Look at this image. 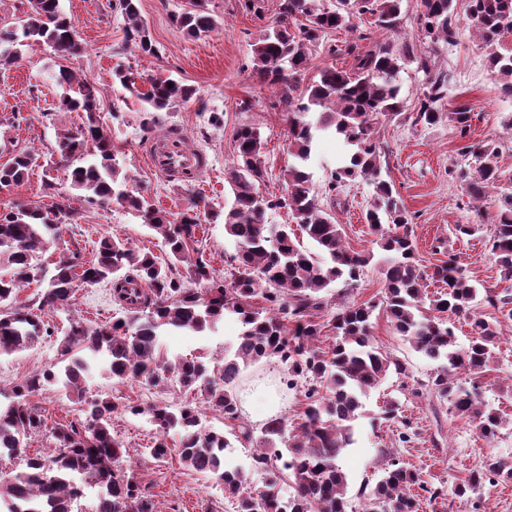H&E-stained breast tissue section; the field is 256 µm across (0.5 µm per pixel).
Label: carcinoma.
<instances>
[{
    "mask_svg": "<svg viewBox=\"0 0 512 512\" xmlns=\"http://www.w3.org/2000/svg\"><path fill=\"white\" fill-rule=\"evenodd\" d=\"M140 0H118L115 8L126 22L125 41L142 55L158 53L139 9ZM468 25L480 40L488 68L502 94L512 96V53L500 51L501 39L512 32V0H462ZM370 14L375 24L390 32L388 39L363 51L359 42L344 46L332 34L353 29L356 16ZM401 0H345L325 7L318 0H278L277 16L251 44L252 76L273 90L288 123V155L284 169L285 193L267 197L259 192L267 171L265 142L257 128L241 125L233 133L236 164L229 172L233 193L224 210V233L236 252L237 274L229 281L216 273L198 246L199 215L209 201L193 196L176 214L156 207L129 187L112 137L96 124L98 88L71 69L60 67L56 84L61 89L56 109L85 112L88 120L76 131L57 136L54 153L72 187L86 192L85 201L103 207L112 203L153 230L164 245L161 257L139 253L118 238L101 239L93 258L80 250L53 259L47 287L37 308L54 311L72 297L77 283L112 285L115 303L125 316L95 328L76 320L59 344L66 362L57 373L49 368L27 376L11 388L10 402L0 407V456L22 457L24 470L0 482V508L4 512H74L73 504L89 484L98 489L94 512H158L152 495L123 461L129 448L113 431L112 414L118 409L132 415L148 414L154 426L149 455L161 462L172 448L188 470L214 479L234 512H355L346 496L347 476L338 464L354 443L353 422L365 407L364 399L390 374L406 377L407 366L383 351L372 336L375 311H382L393 332L421 355L435 362L425 394L448 405L451 415L466 418L486 440L492 441L505 426L498 410L483 400L482 379L501 336L512 322V296L492 288H477L450 254L427 270L421 264L413 238L412 215L396 198L392 184L382 176V146L378 124L404 120L429 127L447 119L459 138L469 137L470 113L446 114L441 102L448 90V72L435 68L434 57L417 53V45L399 35ZM423 38L431 45L455 42L460 26L454 0H421L418 18ZM173 22L193 39L210 35L218 21L207 0H186L173 14ZM46 45L60 59L84 52L82 42L63 11L61 0H30V10L17 25H0V69L16 64L26 48ZM329 56H354V70L334 65L320 70L303 91L298 87L309 62L318 51ZM409 60L426 76L423 95L414 106L401 93L398 74ZM120 84L144 103L143 127L152 129L158 113L197 97L198 90L177 80L147 79L146 89L135 77L117 72ZM330 131L349 147L341 165L331 173L325 196L341 203L356 181L373 185L374 200L364 221L375 243L390 254L381 269L382 300L348 301L373 255L344 245L341 225L323 208L307 163L319 132ZM501 142L486 139L462 147L465 162L449 169L450 177L477 208L498 189L495 223L489 228L490 251L501 280L512 281V187L498 166ZM38 158L26 150L13 152L0 165V189L21 185ZM285 209L297 224L269 223L271 211ZM80 211L59 202L44 210L17 200L0 210V302L15 296L18 288L43 277L32 263L37 253L58 246L62 230L78 223ZM311 243L304 246L295 229ZM185 264L189 278L202 285L198 292L174 277L176 265ZM448 289L425 293L427 279ZM336 289L339 304L328 326L334 344L325 351L315 340L325 324L315 320L326 308L320 293ZM498 315L473 310L478 296ZM230 314L240 323V333L223 364L212 368L197 357L175 361L161 355L160 336L171 330L190 335L215 327ZM467 319L468 343L457 344L448 317ZM47 330L41 316L23 305L0 311V354L23 351ZM88 351L105 358L106 370L118 383L136 380L150 387L179 385L213 411L224 416L229 430L217 431L201 423V407L194 402L159 401L144 410L130 402L120 405L109 398L89 402L80 421L48 426L30 398L48 383H59L69 394L81 392L91 363L79 356ZM277 359L288 375V386L305 398L300 423L288 428V418L274 417L259 432L241 422L238 381L250 365ZM382 418L396 422L398 440L410 441L411 426L400 415L397 400L387 402ZM49 431L54 448L47 456L28 454L22 438ZM179 443L169 442L170 432ZM253 444V470L265 474V486L253 493L245 471L225 461L233 441ZM285 450H280L279 446ZM512 482V457L490 455L453 488V495L469 499L487 482ZM291 488L283 497L281 487ZM445 495V490L421 479L394 457L381 468L375 483L360 485L357 498L363 512H422L423 504Z\"/></svg>",
    "mask_w": 512,
    "mask_h": 512,
    "instance_id": "cac0c4a2",
    "label": "carcinoma"
}]
</instances>
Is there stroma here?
<instances>
[{"mask_svg": "<svg viewBox=\"0 0 512 512\" xmlns=\"http://www.w3.org/2000/svg\"><path fill=\"white\" fill-rule=\"evenodd\" d=\"M184 2L140 0L141 16L158 47L157 55L142 56L125 47V22L113 10L111 0H62L85 47L81 56L65 63L95 81L99 89V105L92 117L111 135L121 155L122 169L133 177L136 188L165 210L180 211L194 194L209 199L214 211L230 205L232 193L226 175L236 162L232 135L244 124L258 127L266 143L267 177L260 192L281 194L283 170L288 164V126L284 114L272 107V91L252 78L249 68L251 44L274 21L278 0H265L260 19L245 10L243 0H209V8L222 26L201 39L188 37L172 20ZM435 60L439 69L448 73L444 111L469 110L473 139L500 140L498 164L506 176L512 177V133L504 127L512 117V97L500 95L471 29L461 26L455 43L437 45ZM59 63L62 62L51 48L35 45L10 69H0V164L21 149L34 153L38 159L21 186L0 189V209L18 198L44 207L65 199L80 210L81 219L63 231L61 247H79L83 258L89 260L100 238L109 235L135 250L161 255L160 238L133 215L114 204L105 208L86 204L82 192L71 189L62 172H49L58 132L77 129L89 117L82 112L56 110L60 89L54 76ZM116 70L139 78L169 76L199 88L200 96L162 113L160 124L147 134L140 127L141 103L112 81ZM244 99L254 100L250 111H240L239 103ZM215 115L221 116V124H212ZM173 129L180 130L206 154L208 168L200 180L184 183L166 179L148 166L145 152L149 142ZM381 139L386 153L382 174L392 183L400 202L415 216L414 239L425 265L436 263L432 248L439 245L457 256L466 275L478 287L512 291V282H503L499 277L486 232L463 238L452 233L454 225L475 221L467 196L448 176L452 163L461 159L462 142L453 128L445 122L429 128L386 122L381 126ZM50 179L54 180L55 189H48L46 182ZM372 194L371 185L356 182L349 188L348 207L334 212L346 244L357 251L373 247V236L363 220ZM200 222L198 237L206 258L217 274L228 276L235 249L224 235L222 220L206 213ZM120 314L111 285L78 287L68 305L43 313L50 337L26 350L0 356V393L9 394L17 382L56 364L59 342L73 321L97 326ZM373 323L376 344L405 362L409 375L404 379L389 376L370 392L365 412L357 422L356 443L339 461L348 478L347 495L353 500L354 512L361 507L355 499L361 483L377 480L378 463L394 450L398 451L400 462L418 469L425 481L446 491L443 498L426 504L424 512H512V482L485 484L468 502L451 493L453 485L465 478L482 456H512V338L500 339L484 376L486 401L501 409L506 418L498 439L490 443L479 435L473 423L451 416L446 405L426 396L415 397V389L426 381L433 362L395 336L384 315L374 316ZM238 331L237 323L227 319L213 332L201 336L165 335L161 342L169 359L193 355L219 363ZM286 381L284 373L271 361L246 368L239 386L244 403L242 418L257 428L275 409L282 416L295 419L303 398L300 392L288 389ZM105 397L144 407L161 400L173 404L187 399L172 384L156 389L135 381L115 383L98 366L86 378L82 396L66 394L61 385L49 384L31 401L53 422L84 417L88 401ZM391 398L399 399L414 431L411 441L399 449L394 446L396 424L379 418L382 406ZM112 427L129 447L139 449L133 468L142 483L149 485L162 512H231L214 480L181 467L178 456H169L162 463L150 457L147 448L153 439V428L146 417L117 413L112 417Z\"/></svg>", "mask_w": 512, "mask_h": 512, "instance_id": "35a3bbf8", "label": "stroma"}]
</instances>
